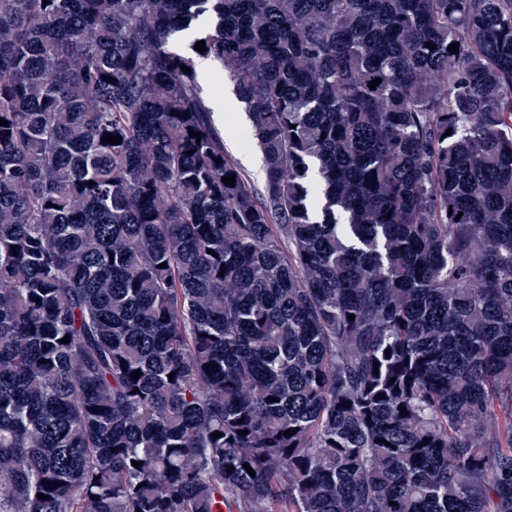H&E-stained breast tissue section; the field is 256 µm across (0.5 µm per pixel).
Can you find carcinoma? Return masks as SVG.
<instances>
[{"instance_id": "cac0c4a2", "label": "carcinoma", "mask_w": 512, "mask_h": 512, "mask_svg": "<svg viewBox=\"0 0 512 512\" xmlns=\"http://www.w3.org/2000/svg\"><path fill=\"white\" fill-rule=\"evenodd\" d=\"M0 119V512H512V0H0ZM208 62L211 67V77L208 82H204L201 79L200 73V82L203 90V95L207 100V103L212 108L214 119L217 125L224 130V148L227 152L232 156V158L238 163L243 172L249 178L252 186L259 189L262 187L264 182V176L261 172V162L259 156L256 153L259 151L256 148L249 149L248 147H244L240 140L237 137V131L240 128L248 127L250 125L247 124L245 126H235L233 124L231 115L229 113L223 112L224 116H218L216 114V102L219 99H224V93L228 90L233 92V84L228 80V78L224 75V72L217 68V66L211 60H201ZM247 155H254L259 159V165L254 166L246 163L244 161V157Z\"/></svg>"}]
</instances>
